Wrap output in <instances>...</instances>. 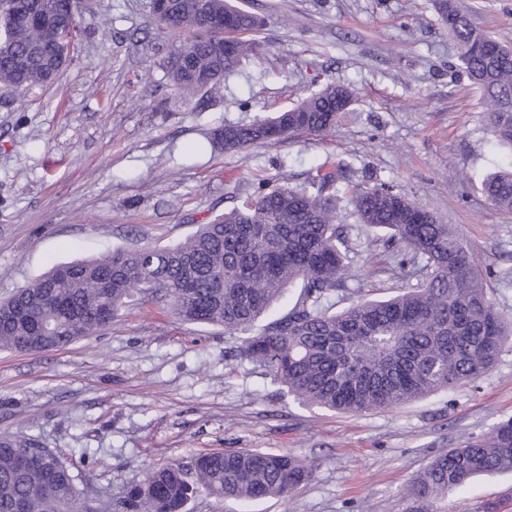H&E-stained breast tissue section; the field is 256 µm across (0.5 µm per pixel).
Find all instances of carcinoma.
<instances>
[{
  "label": "carcinoma",
  "instance_id": "carcinoma-1",
  "mask_svg": "<svg viewBox=\"0 0 512 512\" xmlns=\"http://www.w3.org/2000/svg\"><path fill=\"white\" fill-rule=\"evenodd\" d=\"M71 0H0V84L45 86L61 75L77 37ZM461 49L467 75L486 104L495 145L512 151V49L437 0ZM155 22L174 38L166 78L182 98L209 106L223 98L224 80L259 54L250 35L263 19L231 0H169ZM351 105L348 91L327 84L270 119L226 123L211 150L234 153L299 132L325 133ZM316 192L261 179L239 207L202 224L170 246L117 249L57 265L0 301V349L65 348L112 322L133 293H163L189 323L244 334L240 356L266 370L300 403L362 414L404 406L479 379L512 336L490 298L471 251L450 224H440L394 187L353 193L359 223L386 232L385 247L400 269L422 274L414 288L386 299H360L330 311L348 278L351 247L337 224L346 196L333 165L313 177ZM494 207L512 212V167L484 178ZM292 285L294 305L260 323ZM512 471V418L436 456L412 484L419 512L448 492L488 474ZM311 476L291 453L226 449L198 455L186 468L157 469L124 497L127 512H187L199 490L217 499L286 500ZM0 512H98L83 497L57 453L38 438L0 437Z\"/></svg>",
  "mask_w": 512,
  "mask_h": 512
}]
</instances>
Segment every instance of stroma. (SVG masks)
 Segmentation results:
<instances>
[{
	"label": "stroma",
	"instance_id": "35a3bbf8",
	"mask_svg": "<svg viewBox=\"0 0 512 512\" xmlns=\"http://www.w3.org/2000/svg\"><path fill=\"white\" fill-rule=\"evenodd\" d=\"M452 2L512 46V0ZM150 4L83 0L59 81L0 84V298L55 264L178 243L260 179L311 188L330 160L346 164L349 188L389 183L454 225L512 319V213L481 192L512 154L492 143L481 92L435 0H245L265 18L264 51L202 112L168 85L173 38L152 24ZM329 83L353 102L327 133L204 151L212 128L274 116ZM339 222L358 254L336 309L411 286L350 204ZM239 344L183 322L166 299L134 295L106 329L68 347L0 350V434L38 437L102 503H119L156 467L250 448L294 453L312 476L288 502L200 492L188 512H408L412 480L438 454L512 418V340L474 384L362 415L299 404L242 361ZM438 508L512 512V473L479 477Z\"/></svg>",
	"mask_w": 512,
	"mask_h": 512
}]
</instances>
